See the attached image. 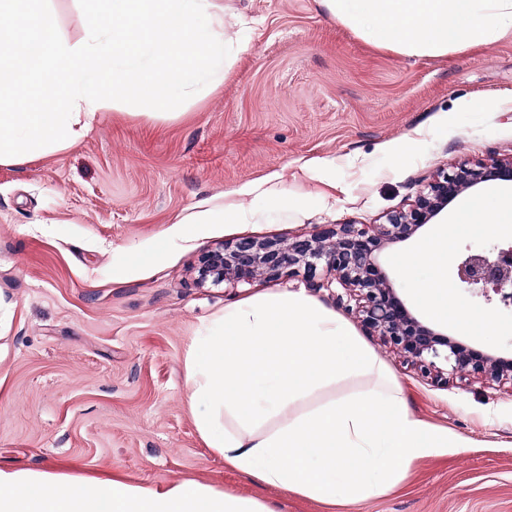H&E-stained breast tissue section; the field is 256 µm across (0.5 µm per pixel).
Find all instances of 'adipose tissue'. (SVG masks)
<instances>
[{
    "instance_id": "ef3b65f1",
    "label": "adipose tissue",
    "mask_w": 512,
    "mask_h": 512,
    "mask_svg": "<svg viewBox=\"0 0 512 512\" xmlns=\"http://www.w3.org/2000/svg\"><path fill=\"white\" fill-rule=\"evenodd\" d=\"M357 34L409 56L488 45L512 33V0H322ZM86 35L62 34L48 0H0V165L19 166L75 145L107 99L140 96L166 117L174 96L224 80L242 14L226 0H86ZM466 223L512 226V197L473 200ZM456 225L406 256L424 267L418 296L436 316L488 333L448 295ZM188 400L208 448L262 483L332 504L388 493L410 463L446 445L409 410L386 364L338 313L301 292L266 293L226 306L185 354ZM357 395L306 411L298 404L348 377ZM0 470V512H274L256 498L183 480H68Z\"/></svg>"
}]
</instances>
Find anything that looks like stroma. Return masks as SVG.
I'll list each match as a JSON object with an SVG mask.
<instances>
[{
  "label": "stroma",
  "instance_id": "35a3bbf8",
  "mask_svg": "<svg viewBox=\"0 0 512 512\" xmlns=\"http://www.w3.org/2000/svg\"><path fill=\"white\" fill-rule=\"evenodd\" d=\"M249 18L217 89L173 103L116 100L75 145L0 165V469L116 474L141 485L197 480L275 512H512V383L442 382L389 352L337 288L304 273L200 285L206 250L252 237L293 240L323 224L370 228L408 209L433 177L512 159V35L442 56L363 38L321 0H235ZM233 224L187 238L185 217L223 207ZM464 192L411 240L385 248L401 298L426 311L402 257L472 200ZM306 290L346 318L403 387L413 413L448 435L389 493L360 506L286 493L226 466L187 401L185 353L225 305ZM465 314L494 321L450 336L512 358V313L451 286Z\"/></svg>",
  "mask_w": 512,
  "mask_h": 512
}]
</instances>
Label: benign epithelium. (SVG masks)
<instances>
[{"instance_id":"obj_1","label":"benign epithelium","mask_w":512,"mask_h":512,"mask_svg":"<svg viewBox=\"0 0 512 512\" xmlns=\"http://www.w3.org/2000/svg\"><path fill=\"white\" fill-rule=\"evenodd\" d=\"M512 182V160L462 165L428 184L410 208L387 216L371 229L354 224L322 225L303 240L245 238L208 250L198 261L197 280L219 284L225 280L249 284L258 278L275 280L303 268L313 288L336 283L355 301L363 325L384 345L416 368L435 377H473L512 381V360L496 357L460 343L447 333L420 321L405 305L379 254L404 242L438 216L460 194L480 184ZM328 276L317 281L318 266ZM458 281L482 292L492 290L512 304V245L494 255L469 254L455 269Z\"/></svg>"}]
</instances>
